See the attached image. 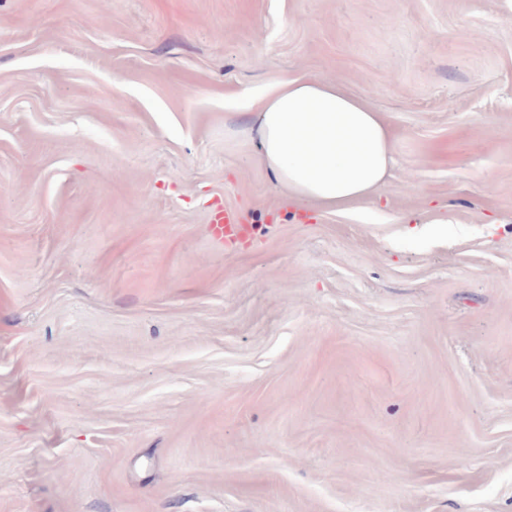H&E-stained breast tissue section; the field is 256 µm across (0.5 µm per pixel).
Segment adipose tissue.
Instances as JSON below:
<instances>
[{
	"label": "adipose tissue",
	"mask_w": 512,
	"mask_h": 512,
	"mask_svg": "<svg viewBox=\"0 0 512 512\" xmlns=\"http://www.w3.org/2000/svg\"><path fill=\"white\" fill-rule=\"evenodd\" d=\"M224 132L251 146L289 200L308 208L341 211L377 194L394 164L386 118L321 78L279 82Z\"/></svg>",
	"instance_id": "adipose-tissue-1"
}]
</instances>
